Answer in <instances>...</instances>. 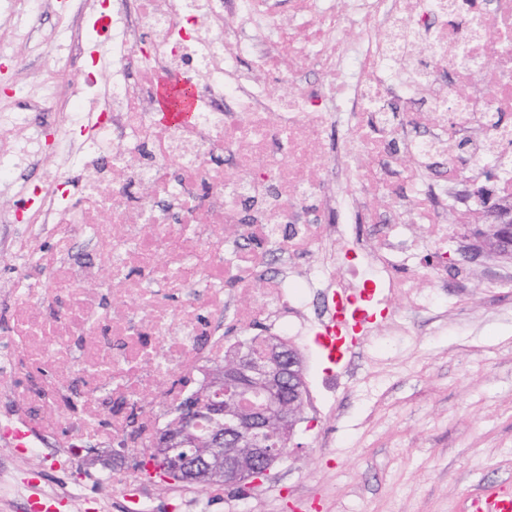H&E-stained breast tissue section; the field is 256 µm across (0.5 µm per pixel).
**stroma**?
Instances as JSON below:
<instances>
[{"mask_svg":"<svg viewBox=\"0 0 512 512\" xmlns=\"http://www.w3.org/2000/svg\"><path fill=\"white\" fill-rule=\"evenodd\" d=\"M57 18L45 12L37 35L15 45L16 68L0 87L34 84L27 63L45 64ZM462 193L448 210V264L427 268L432 248L420 225L402 275L409 295L372 304L363 343L344 367L324 360L314 330L292 338L307 387L302 419L288 458L268 480L246 486L247 500L221 485L155 483L157 512H464L481 484L512 489V262L474 254L484 218L474 200L496 191L483 175L458 179ZM425 298L419 308L415 299ZM48 457L16 459L0 478V512H9L12 484L33 480L34 494L63 496L43 477ZM70 481L100 495L101 512H135L132 493L98 485L89 469L71 467Z\"/></svg>","mask_w":512,"mask_h":512,"instance_id":"obj_1","label":"stroma"}]
</instances>
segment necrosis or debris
Here are the masks:
<instances>
[{"label": "necrosis or debris", "mask_w": 512, "mask_h": 512, "mask_svg": "<svg viewBox=\"0 0 512 512\" xmlns=\"http://www.w3.org/2000/svg\"><path fill=\"white\" fill-rule=\"evenodd\" d=\"M13 42L46 9L63 24L38 104L0 110V186L18 206L0 257L14 273L0 332V443L17 456L70 464L87 444L115 449L103 476L153 489L139 457L167 425L179 386L205 380L241 328L321 299L351 295L356 270L291 275L297 260L340 250L330 217L365 224L374 275L400 292L409 224L448 235L454 143L472 173L493 161L512 192V0H303L290 22L266 0H9ZM111 30L65 98L55 76ZM149 50H142L145 35ZM426 52L427 65L415 64ZM193 77L191 124L155 117L159 76ZM308 84L306 94L285 84ZM60 162L42 169L47 150ZM376 157L364 167L360 157ZM86 175L73 189L72 167ZM407 172L398 195L390 169ZM338 193L324 192L326 183ZM393 198L381 213L364 199ZM71 367V379L58 375Z\"/></svg>", "instance_id": "necrosis-or-debris-1"}]
</instances>
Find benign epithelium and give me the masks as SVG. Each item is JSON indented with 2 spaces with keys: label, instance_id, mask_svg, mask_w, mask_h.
Here are the masks:
<instances>
[{
  "label": "benign epithelium",
  "instance_id": "benign-epithelium-1",
  "mask_svg": "<svg viewBox=\"0 0 512 512\" xmlns=\"http://www.w3.org/2000/svg\"><path fill=\"white\" fill-rule=\"evenodd\" d=\"M490 228L479 249L512 261V194L488 210ZM306 397L301 353L275 337L257 354L244 343L211 369L201 393L177 407L181 424L165 428L152 454L176 480L195 485L216 481L243 487L262 481L293 443ZM278 422L271 430L270 420ZM209 453H198L200 444Z\"/></svg>",
  "mask_w": 512,
  "mask_h": 512
}]
</instances>
